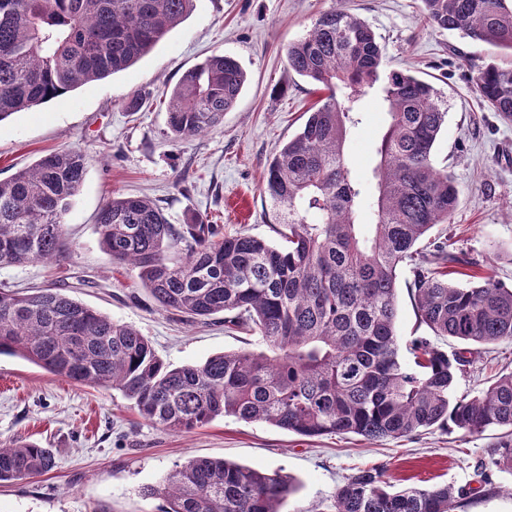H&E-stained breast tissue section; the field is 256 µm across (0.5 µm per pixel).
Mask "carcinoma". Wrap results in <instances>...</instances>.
<instances>
[{
	"instance_id": "obj_1",
	"label": "carcinoma",
	"mask_w": 512,
	"mask_h": 512,
	"mask_svg": "<svg viewBox=\"0 0 512 512\" xmlns=\"http://www.w3.org/2000/svg\"><path fill=\"white\" fill-rule=\"evenodd\" d=\"M432 26L512 51V0H420ZM194 0H0V123L77 86L120 72L148 54L186 18ZM288 67L325 93L300 131L268 161L264 192L285 242L237 233L196 215L171 224L147 197H114L97 216L100 244L137 277L165 311L192 323L224 314V326L251 332L263 351L224 352L174 367L130 324L74 300L58 286L0 288V355L20 356L48 373L120 391L144 420L190 432L218 417L262 422L304 437L355 434L401 438L437 424L467 433L512 430V373L468 401L452 388L471 363L430 340L400 356L397 271L420 317L437 336L475 345L512 339V288L474 267L445 241L418 245L448 222L459 200L453 175L433 150L447 120L434 88L409 72L385 71L373 30L343 8L324 12L287 48ZM471 81L487 106L512 122V56L479 68ZM246 82L229 55L187 70L167 101L172 142L224 121ZM377 89L389 114L377 148L372 222L360 221L364 186L345 146L361 100ZM86 173L69 148L0 181V266L59 257L65 217ZM469 278L465 285L449 276ZM53 449L0 442V482L53 471ZM479 467L512 472V438ZM293 481L223 459L177 465L144 494L160 512H280ZM468 493L451 485L395 490L380 467L337 487L334 512H455Z\"/></svg>"
}]
</instances>
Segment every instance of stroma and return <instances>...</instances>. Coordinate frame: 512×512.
Returning a JSON list of instances; mask_svg holds the SVG:
<instances>
[{
  "mask_svg": "<svg viewBox=\"0 0 512 512\" xmlns=\"http://www.w3.org/2000/svg\"><path fill=\"white\" fill-rule=\"evenodd\" d=\"M332 0H195L192 12L144 58L106 79L84 84L0 123V180L47 153L78 148L87 155L84 182L66 218L68 251L51 262L0 267V287H45L62 281L75 300L136 327L157 355L175 366L254 347V336L223 320L189 325L162 310L135 272L102 248L95 216L114 197L145 196L170 223L194 215L279 244L275 210L263 192L267 162L305 123L317 96L289 70L286 50L302 38ZM364 19L388 67L407 69L439 92L447 121L436 142L437 167L452 171L456 211L433 237L450 240L480 266L481 275L512 288V122L502 121L475 90L472 73L503 49L425 23L420 0H344ZM224 53L242 64L248 81L223 124L174 144L164 133V102L182 73ZM141 92L137 112L125 103ZM388 115L375 95L363 100L360 124L346 152L366 189L362 222L372 214V170ZM400 270L396 331L401 344L430 338L447 353L459 340L433 335L422 322ZM512 372V340L481 347L453 389L470 399ZM504 429L469 434L442 426L369 441L355 435L316 438L259 422L219 417L189 433L161 430L141 419L120 392L74 384L13 356H0V442L23 439L54 449L57 468L25 482H0V512H157L144 489L175 465L222 459L290 475L295 491L282 512H333L337 486L358 470L385 466L395 488L448 484L465 488L463 512H512V472L480 474L478 460L499 447Z\"/></svg>",
  "mask_w": 512,
  "mask_h": 512,
  "instance_id": "stroma-1",
  "label": "stroma"
}]
</instances>
